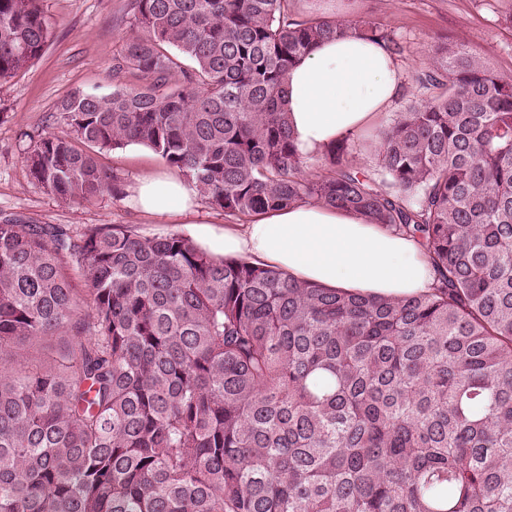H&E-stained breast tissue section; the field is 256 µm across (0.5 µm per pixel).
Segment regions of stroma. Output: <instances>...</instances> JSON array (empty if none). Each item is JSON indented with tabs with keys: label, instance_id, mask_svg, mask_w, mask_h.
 Masks as SVG:
<instances>
[{
	"label": "stroma",
	"instance_id": "stroma-1",
	"mask_svg": "<svg viewBox=\"0 0 512 512\" xmlns=\"http://www.w3.org/2000/svg\"><path fill=\"white\" fill-rule=\"evenodd\" d=\"M45 8L53 26L50 43L29 70L0 86V218L18 215L82 231L120 224L150 236H195L204 226L236 223V216L202 198L191 224L181 215L158 216L133 207L138 182L168 171L153 150L139 144L98 155L120 179L118 196L79 205L34 185L25 156L44 132L64 134L52 120L61 100L78 89L108 94L138 82L134 71L112 70L132 34L130 0H45ZM290 8L302 18H368L391 31L405 74L403 101L395 106L399 112L404 101L422 97L416 77L428 70L430 47L438 38L466 41L492 70L512 80V0H290Z\"/></svg>",
	"mask_w": 512,
	"mask_h": 512
}]
</instances>
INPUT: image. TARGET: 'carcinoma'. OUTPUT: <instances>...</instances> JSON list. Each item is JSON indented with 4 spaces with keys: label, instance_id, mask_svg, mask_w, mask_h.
<instances>
[{
    "label": "carcinoma",
    "instance_id": "1",
    "mask_svg": "<svg viewBox=\"0 0 512 512\" xmlns=\"http://www.w3.org/2000/svg\"><path fill=\"white\" fill-rule=\"evenodd\" d=\"M42 2L0 0V82L50 40ZM131 2L114 71L143 83L63 100L36 186L116 196L96 151L144 144L226 214L313 202L412 237L437 282L357 296L183 233L1 221L0 512H512V81L438 39L372 167L346 140L305 156L288 71L391 33L289 0Z\"/></svg>",
    "mask_w": 512,
    "mask_h": 512
}]
</instances>
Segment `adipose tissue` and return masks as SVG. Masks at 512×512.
<instances>
[{
	"label": "adipose tissue",
	"mask_w": 512,
	"mask_h": 512,
	"mask_svg": "<svg viewBox=\"0 0 512 512\" xmlns=\"http://www.w3.org/2000/svg\"><path fill=\"white\" fill-rule=\"evenodd\" d=\"M403 67L380 42L354 35L320 42L288 73L286 110L298 150L320 155L359 134L399 101ZM132 204L157 215L192 213L183 179H143ZM202 248L247 258L323 288L388 298L429 293L435 271L420 246L352 211L301 203L245 224L203 229Z\"/></svg>",
	"instance_id": "obj_1"
}]
</instances>
